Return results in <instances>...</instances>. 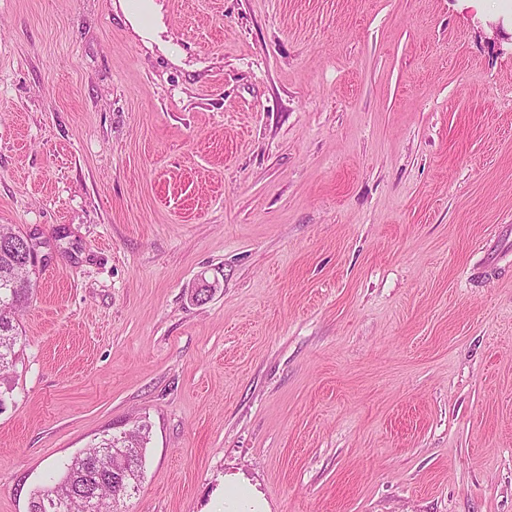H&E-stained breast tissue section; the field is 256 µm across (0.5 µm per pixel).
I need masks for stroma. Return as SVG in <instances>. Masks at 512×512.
<instances>
[{
	"instance_id": "stroma-1",
	"label": "stroma",
	"mask_w": 512,
	"mask_h": 512,
	"mask_svg": "<svg viewBox=\"0 0 512 512\" xmlns=\"http://www.w3.org/2000/svg\"><path fill=\"white\" fill-rule=\"evenodd\" d=\"M0 0V512L145 420L121 512H512V15ZM154 0H141L137 9L130 6L129 9L124 8L125 15L131 23L134 31L144 40L149 41L153 37V29L155 25ZM13 233L9 228H0V373L12 366L16 359L15 346L18 332L13 324L14 315L26 304L34 290L30 271L45 266L48 256H39L37 251H29L24 261L22 248L11 242ZM11 239V240H10ZM218 512H270L264 495L243 476L224 475L223 503Z\"/></svg>"
}]
</instances>
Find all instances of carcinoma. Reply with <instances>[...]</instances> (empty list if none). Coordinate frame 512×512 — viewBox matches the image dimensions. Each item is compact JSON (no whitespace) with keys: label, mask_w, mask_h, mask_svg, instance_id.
Instances as JSON below:
<instances>
[{"label":"carcinoma","mask_w":512,"mask_h":512,"mask_svg":"<svg viewBox=\"0 0 512 512\" xmlns=\"http://www.w3.org/2000/svg\"><path fill=\"white\" fill-rule=\"evenodd\" d=\"M12 238L10 229L0 228L1 374L10 369L16 357L18 332L13 324L14 315L28 302L34 286L22 248L11 242ZM149 440L150 428L146 423L127 440L118 439L116 434L101 438L67 464L57 483L35 491L31 500L55 496L67 502L68 512H118L121 498L139 489L144 450ZM104 448L111 449L119 459L125 477L124 485L103 481L97 474L94 460Z\"/></svg>","instance_id":"1"}]
</instances>
